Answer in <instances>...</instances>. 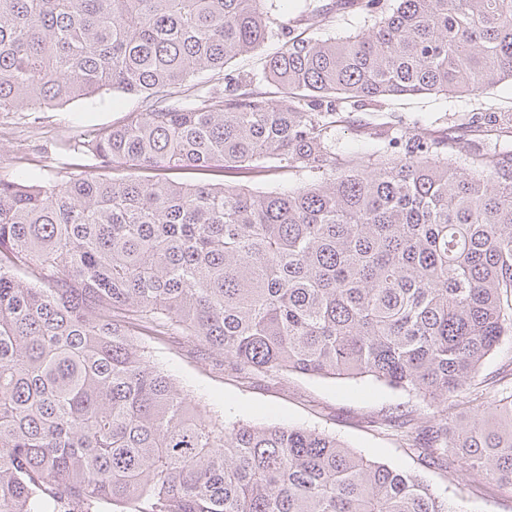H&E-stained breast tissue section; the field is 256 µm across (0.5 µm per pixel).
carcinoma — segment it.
Listing matches in <instances>:
<instances>
[{"label": "carcinoma", "mask_w": 512, "mask_h": 512, "mask_svg": "<svg viewBox=\"0 0 512 512\" xmlns=\"http://www.w3.org/2000/svg\"><path fill=\"white\" fill-rule=\"evenodd\" d=\"M372 30L292 36L241 81L160 107L273 36L267 0H0V113L103 91L146 108L65 150V183L0 178V512H453L336 437L224 423L141 349L185 336L239 371L364 378L443 405L386 420L435 464L512 489V386L455 398L512 337V163L448 143L336 153L337 103L512 81V0H356ZM267 166L259 190L172 179ZM139 178L96 175L119 168Z\"/></svg>", "instance_id": "cac0c4a2"}]
</instances>
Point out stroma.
Returning a JSON list of instances; mask_svg holds the SVG:
<instances>
[{"label":"stroma","mask_w":512,"mask_h":512,"mask_svg":"<svg viewBox=\"0 0 512 512\" xmlns=\"http://www.w3.org/2000/svg\"><path fill=\"white\" fill-rule=\"evenodd\" d=\"M277 27L303 31L304 8H323L327 21L316 38L341 39L371 30L373 22L352 6L350 0H273ZM273 36L254 53L229 64L226 74L250 80L266 88L263 61L282 45ZM140 97L107 91L93 98L75 101L41 113L39 119L21 113L0 114V177L23 176L39 170L43 178L67 179L73 157L62 149L64 142L90 130L118 126L131 113L143 111ZM336 124L338 151L367 152L375 149L373 133L391 135L397 130L448 141L453 146L452 161L458 173H469L470 165L462 147L467 142L497 146L512 158V82L491 90L462 97L407 95L382 97L362 108L339 104ZM494 116L497 130L481 135V118ZM142 346L196 399L223 415L225 421L257 425L288 424L336 435L348 447L367 459L390 468L420 475L456 512H512V492L491 480L468 474L459 464L450 467L426 464L414 449L392 430L384 417L406 414L415 423L426 425L436 416L435 403L391 388L371 378H320L300 373L240 374L230 365L215 361L182 336L143 338ZM512 370V337L489 355L462 394L458 418H466L471 398L488 383Z\"/></svg>","instance_id":"1"}]
</instances>
